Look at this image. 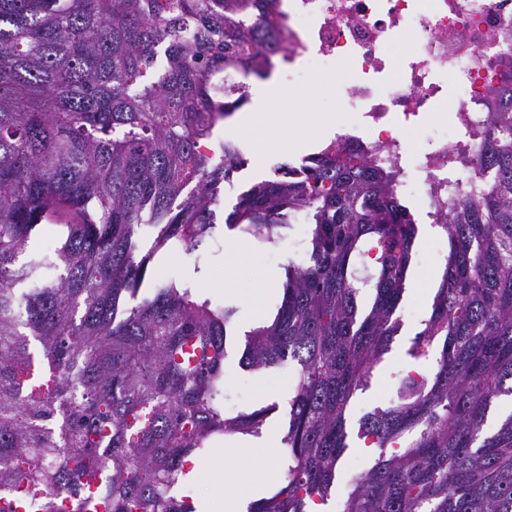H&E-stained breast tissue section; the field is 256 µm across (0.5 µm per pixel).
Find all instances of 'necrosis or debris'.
<instances>
[{
	"label": "necrosis or debris",
	"mask_w": 512,
	"mask_h": 512,
	"mask_svg": "<svg viewBox=\"0 0 512 512\" xmlns=\"http://www.w3.org/2000/svg\"><path fill=\"white\" fill-rule=\"evenodd\" d=\"M279 10L289 75L338 80L346 120L333 141L354 138L397 169V192L431 219L449 190L479 182L486 114L512 88V0H279ZM448 85L457 92L449 133L406 141L429 126Z\"/></svg>",
	"instance_id": "obj_1"
}]
</instances>
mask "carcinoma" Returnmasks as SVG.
Here are the masks:
<instances>
[{
	"label": "carcinoma",
	"mask_w": 512,
	"mask_h": 512,
	"mask_svg": "<svg viewBox=\"0 0 512 512\" xmlns=\"http://www.w3.org/2000/svg\"><path fill=\"white\" fill-rule=\"evenodd\" d=\"M276 0H0V512H194L183 487L214 442L259 436L276 405L224 415L235 309L152 284L162 250L201 254L245 164L215 127L269 76ZM476 164L491 182L440 211L448 246L424 328L386 407L358 420L378 451L342 512H512V96ZM398 171L353 140L240 193L227 229L275 244L301 214L272 322L242 365L296 366L283 479L248 512H316L352 445L349 408L401 323L418 227ZM58 216L61 246L35 228ZM370 295V310L360 308ZM436 354L435 370L418 365Z\"/></svg>",
	"instance_id": "cac0c4a2"
}]
</instances>
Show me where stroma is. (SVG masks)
<instances>
[{
  "label": "stroma",
  "instance_id": "1",
  "mask_svg": "<svg viewBox=\"0 0 512 512\" xmlns=\"http://www.w3.org/2000/svg\"><path fill=\"white\" fill-rule=\"evenodd\" d=\"M281 88L295 98L294 108L274 107L273 103L250 98L245 106L251 113L277 110L275 135L256 141L242 131L237 118H230L214 131V142L233 139L245 145L247 163L235 180V188L224 193L225 208H232L239 191L248 185L273 178L274 167L284 161H300L320 145L323 125L294 120L295 112L328 117L336 112V81L327 77L319 86L308 87L288 79L287 70L277 72ZM418 224L417 251L414 257L415 273L406 283L399 305L401 329L395 336L389 352L374 372L370 388L357 394L350 410L351 420H358L374 407L386 405L392 395L396 373L405 369L410 359L407 350L415 334L423 329L428 319L436 281L434 275L442 271L447 254L446 238L430 224L423 212H415ZM308 224L289 225L278 244L265 245L244 242L237 232L219 230L201 259H194L180 251H168L151 264L152 276L159 281H183L194 285L196 292L212 304L236 309L233 333L234 343L224 361V413L234 416L241 412L271 406L260 437L241 440L246 460L225 482L226 491L262 481L267 487H276L283 474L282 462L287 450L282 438L287 429L288 400L293 393L296 368L287 363L266 371L243 369L239 360L244 350L245 334L257 325L251 299L253 289L267 285L280 287L284 267L288 262L302 263L307 258L309 244Z\"/></svg>",
  "mask_w": 512,
  "mask_h": 512
}]
</instances>
